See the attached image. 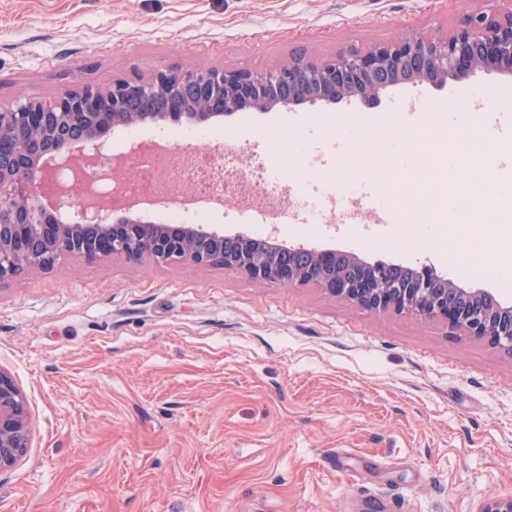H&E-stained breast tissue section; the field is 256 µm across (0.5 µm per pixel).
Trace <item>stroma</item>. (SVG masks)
<instances>
[{"label": "stroma", "instance_id": "1", "mask_svg": "<svg viewBox=\"0 0 512 512\" xmlns=\"http://www.w3.org/2000/svg\"><path fill=\"white\" fill-rule=\"evenodd\" d=\"M512 0H0V106L84 84L149 78L160 67L261 72L305 54L326 61L408 32L444 37L467 14ZM512 86L478 71L427 86L458 163L471 93ZM236 112L215 125L245 156L280 136L293 193L339 181L356 154L361 186L411 175L416 143L372 128L407 97ZM345 115L346 126L324 119ZM308 140L295 155L294 136ZM266 213L245 196L211 205L209 225L253 234ZM473 218L320 224L286 217L287 240L419 266L512 303V267L467 261ZM0 368L32 413L33 442L0 473V512H479L512 494V354L436 321L375 313L306 285L256 284L191 263L68 257L0 284Z\"/></svg>", "mask_w": 512, "mask_h": 512}]
</instances>
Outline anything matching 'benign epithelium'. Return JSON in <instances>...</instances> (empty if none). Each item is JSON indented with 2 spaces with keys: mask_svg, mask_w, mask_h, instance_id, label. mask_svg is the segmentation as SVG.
<instances>
[{
  "mask_svg": "<svg viewBox=\"0 0 512 512\" xmlns=\"http://www.w3.org/2000/svg\"><path fill=\"white\" fill-rule=\"evenodd\" d=\"M406 68L424 83H443L476 71L511 72L512 9L497 15L468 14L446 37L400 36L328 61L295 55L261 73L217 66L184 72L158 68L147 80L114 79L107 86L64 91L49 101L31 97L0 107V284L25 271H49L69 256L223 266L262 284H312L373 312L439 321L451 334L461 332L512 354V306L428 265L418 267V276L396 293L390 287L394 263H371L353 254L355 277L329 274L339 254L335 249L264 239L265 249L278 251L279 261L272 264L251 248L257 239L246 234L147 219L139 206L167 202L173 194L164 168L159 171V192L147 201L115 202L80 179L81 169L92 163L100 178L119 177L127 156L105 162L111 131L136 124H181L186 113L180 94L188 89L196 100L192 121L202 125L227 113L265 112L300 102L359 99L374 104L382 90L403 82ZM153 95L172 98L170 109L133 111L137 101ZM32 438L28 400L13 376L0 369V472L17 465Z\"/></svg>",
  "mask_w": 512,
  "mask_h": 512,
  "instance_id": "obj_1",
  "label": "benign epithelium"
}]
</instances>
